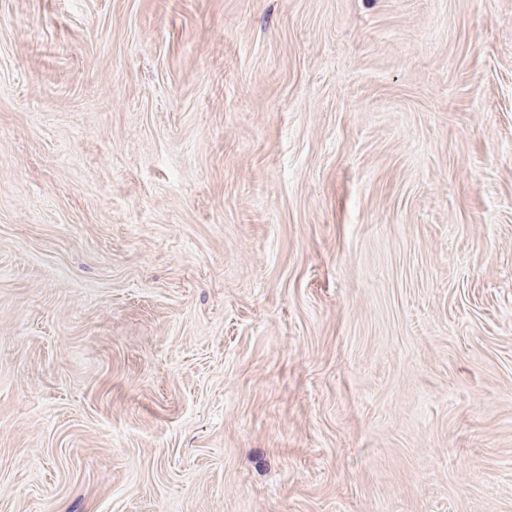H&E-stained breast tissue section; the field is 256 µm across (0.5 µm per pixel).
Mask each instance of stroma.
<instances>
[{
    "instance_id": "35a3bbf8",
    "label": "stroma",
    "mask_w": 512,
    "mask_h": 512,
    "mask_svg": "<svg viewBox=\"0 0 512 512\" xmlns=\"http://www.w3.org/2000/svg\"><path fill=\"white\" fill-rule=\"evenodd\" d=\"M0 512H512V0H0Z\"/></svg>"
}]
</instances>
